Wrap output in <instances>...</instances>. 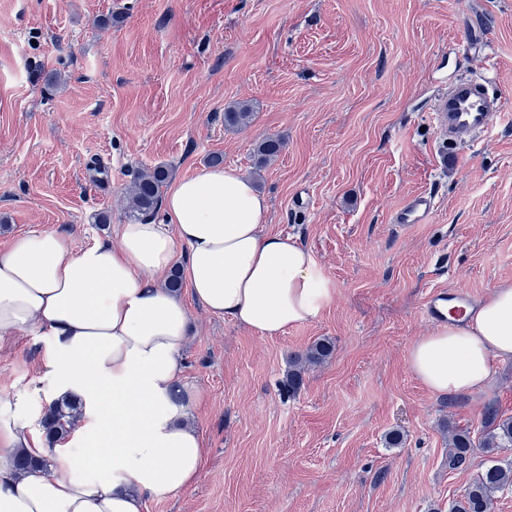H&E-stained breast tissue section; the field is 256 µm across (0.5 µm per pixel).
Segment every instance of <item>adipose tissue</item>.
Instances as JSON below:
<instances>
[{"label":"adipose tissue","instance_id":"adipose-tissue-1","mask_svg":"<svg viewBox=\"0 0 512 512\" xmlns=\"http://www.w3.org/2000/svg\"><path fill=\"white\" fill-rule=\"evenodd\" d=\"M163 219L120 225L117 242L71 251L54 231L0 251V338L39 331L46 402L82 404L63 445L29 430L35 396L0 402V512H143L193 485L205 450L188 423L197 392L183 380L188 312L158 282L176 255L193 299L263 337L315 320L335 289L299 238L265 231L266 198L228 167L175 183ZM512 358V282L410 346L413 376L438 397L485 390ZM53 456L19 473L18 451Z\"/></svg>","mask_w":512,"mask_h":512}]
</instances>
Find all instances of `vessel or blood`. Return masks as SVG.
<instances>
[{"instance_id": "vessel-or-blood-1", "label": "vessel or blood", "mask_w": 512, "mask_h": 512, "mask_svg": "<svg viewBox=\"0 0 512 512\" xmlns=\"http://www.w3.org/2000/svg\"><path fill=\"white\" fill-rule=\"evenodd\" d=\"M501 99L490 94L485 79L471 76L458 79L442 92L433 104L432 118L440 136L451 141L476 140L485 135L494 116L502 112ZM431 194L419 193L410 197L392 216L393 223L425 224L435 211ZM469 297L465 292L446 293L433 290L427 297L423 312L433 322L445 313L463 316Z\"/></svg>"}]
</instances>
